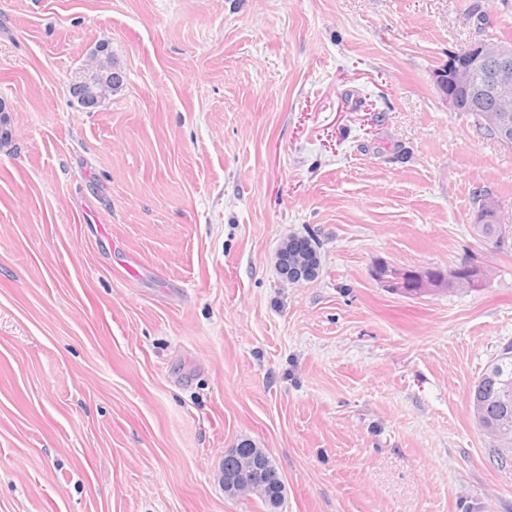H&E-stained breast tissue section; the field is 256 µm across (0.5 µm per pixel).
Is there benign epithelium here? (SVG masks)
I'll return each instance as SVG.
<instances>
[{
  "instance_id": "obj_1",
  "label": "benign epithelium",
  "mask_w": 512,
  "mask_h": 512,
  "mask_svg": "<svg viewBox=\"0 0 512 512\" xmlns=\"http://www.w3.org/2000/svg\"><path fill=\"white\" fill-rule=\"evenodd\" d=\"M435 85L448 109L466 112L469 106L486 100L493 105L479 110L480 126L493 132L503 145L512 146V42L473 41L454 52V56L433 73ZM497 201L487 196L474 217L476 224L493 221ZM419 294L453 292L469 284L491 278L492 270L478 262L451 267L440 275L427 268L409 270ZM268 456L255 449L249 462L233 470H221L224 487L234 494L255 491L261 479L271 474Z\"/></svg>"
}]
</instances>
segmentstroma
Listing matches in <instances>:
<instances>
[{
  "mask_svg": "<svg viewBox=\"0 0 512 512\" xmlns=\"http://www.w3.org/2000/svg\"><path fill=\"white\" fill-rule=\"evenodd\" d=\"M482 39L512 0H0V512H268L224 491L243 440L277 512H512L468 406L512 342V239L472 232L479 192L512 227V149L433 81ZM113 63L117 65L107 54L85 68L81 79L72 84L73 98L83 109H96L103 99L124 85V76ZM312 239L308 237H291L279 253V270L287 279L299 281L301 279L311 280L317 274L320 268V260L317 254L316 246L312 244ZM311 265V272L306 276H290L289 267L301 268L307 264ZM317 276V275H316ZM437 270L435 268H429ZM428 268H417L408 270L413 279V288L404 289L405 295H414L415 289L419 288L418 295L434 294L441 292H453L465 284L484 282L491 278L492 270L478 262H471L448 268V271H441L438 276L433 275Z\"/></svg>",
  "mask_w": 512,
  "mask_h": 512,
  "instance_id": "1",
  "label": "stroma"
}]
</instances>
